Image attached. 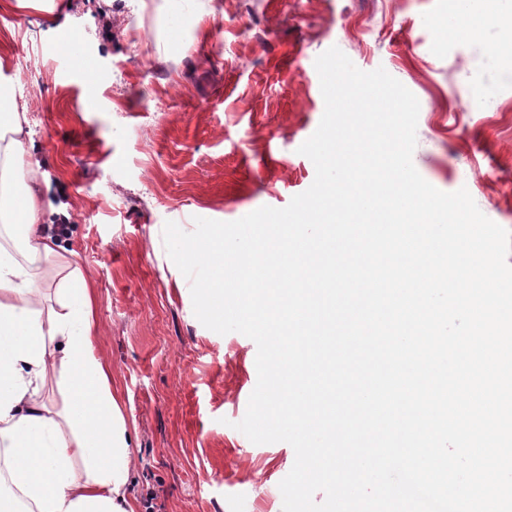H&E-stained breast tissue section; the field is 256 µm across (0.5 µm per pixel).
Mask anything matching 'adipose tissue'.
<instances>
[{"mask_svg": "<svg viewBox=\"0 0 512 512\" xmlns=\"http://www.w3.org/2000/svg\"><path fill=\"white\" fill-rule=\"evenodd\" d=\"M492 12V0H470L444 32L477 36ZM28 124L24 105L0 88V228L19 231L22 243L18 250L0 244V462L29 512H139L130 492L137 450L97 347L94 291L64 258L58 306L46 311L30 270L57 245L41 219V163L29 156ZM21 159L27 181L18 192ZM52 380L65 394L64 411L46 400Z\"/></svg>", "mask_w": 512, "mask_h": 512, "instance_id": "ef3b65f1", "label": "adipose tissue"}]
</instances>
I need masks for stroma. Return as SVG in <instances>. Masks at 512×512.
Returning <instances> with one entry per match:
<instances>
[{
  "label": "stroma",
  "mask_w": 512,
  "mask_h": 512,
  "mask_svg": "<svg viewBox=\"0 0 512 512\" xmlns=\"http://www.w3.org/2000/svg\"><path fill=\"white\" fill-rule=\"evenodd\" d=\"M102 6L0 0V83L26 107L53 202L75 211L58 244L95 286L98 349L135 427L131 491L163 512H282L291 446L233 427L256 345L200 323L161 227L282 208L311 186L297 149L324 112L314 62L335 46L417 97L421 176L467 188L512 231V75L488 56L512 49V25L444 37L454 0H112L109 28Z\"/></svg>",
  "instance_id": "obj_1"
}]
</instances>
